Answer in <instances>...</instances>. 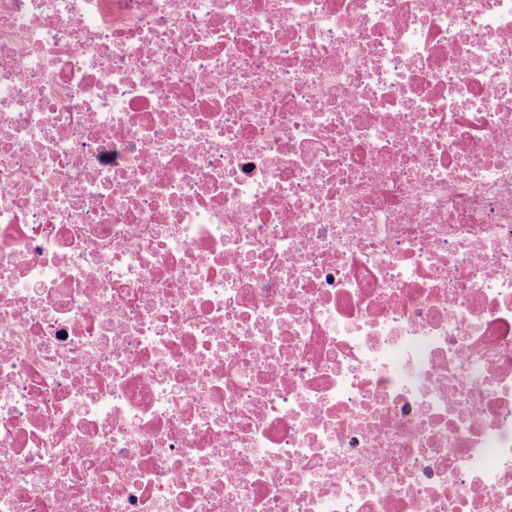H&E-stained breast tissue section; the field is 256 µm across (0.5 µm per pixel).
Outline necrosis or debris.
<instances>
[{
  "label": "necrosis or debris",
  "instance_id": "4bbe7bcc",
  "mask_svg": "<svg viewBox=\"0 0 512 512\" xmlns=\"http://www.w3.org/2000/svg\"><path fill=\"white\" fill-rule=\"evenodd\" d=\"M0 512H512V0H0Z\"/></svg>",
  "mask_w": 512,
  "mask_h": 512
}]
</instances>
